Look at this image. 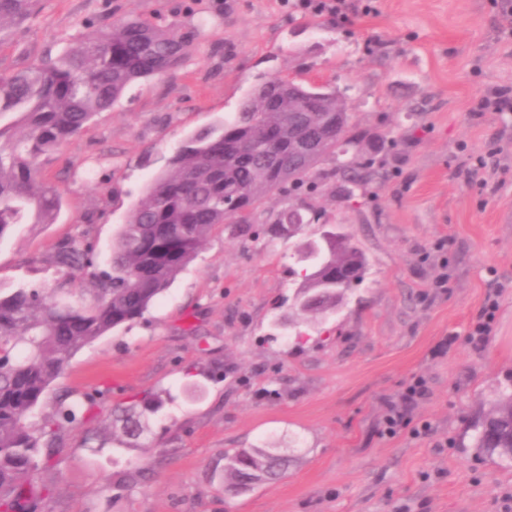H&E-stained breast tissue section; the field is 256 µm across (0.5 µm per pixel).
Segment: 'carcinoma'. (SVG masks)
<instances>
[{
    "label": "carcinoma",
    "instance_id": "cac0c4a2",
    "mask_svg": "<svg viewBox=\"0 0 512 512\" xmlns=\"http://www.w3.org/2000/svg\"><path fill=\"white\" fill-rule=\"evenodd\" d=\"M35 0H0V32L36 17ZM187 44L174 27L145 20L116 21L63 40L56 58L10 76H0V242L16 224H54L62 191L41 178V158L72 141L100 112L112 109L139 79L160 75L177 64ZM306 93L308 112L288 111V80L262 79L233 118L202 129L169 158L147 186L113 241L107 269L96 271L90 249L75 241L61 243L54 263L67 278L54 288L25 285L0 291V512H33L45 498L34 473L49 464L52 440L64 423L76 421L77 409L99 405L103 395L60 399L48 413L44 395L84 346L141 318L196 258L207 236L220 224L251 233L262 200L275 190L286 194L313 183L321 172L309 155L329 146L338 164L329 172L350 188L362 190L375 158L347 159L359 143L350 133L351 115L336 111V88L297 84ZM345 129L336 141V128ZM305 210H281L274 224H313ZM328 253L307 276L300 291L326 288L318 309L336 310L344 293L336 292V274L364 277V253L345 239L328 240ZM85 273L98 284L91 303L71 301L72 274ZM163 405L150 396L113 419L121 423L125 444L139 445L146 414ZM512 395H502L478 426L476 445L494 454L509 447ZM288 469V458L270 448L224 453L225 489L236 492L245 478L268 482Z\"/></svg>",
    "mask_w": 512,
    "mask_h": 512
}]
</instances>
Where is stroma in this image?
Wrapping results in <instances>:
<instances>
[{
  "label": "stroma",
  "mask_w": 512,
  "mask_h": 512,
  "mask_svg": "<svg viewBox=\"0 0 512 512\" xmlns=\"http://www.w3.org/2000/svg\"><path fill=\"white\" fill-rule=\"evenodd\" d=\"M0 34V75L56 55L85 24L139 18L190 41L168 73L135 82L43 163L63 192L56 223L0 242V286L55 287L74 239L105 265L115 233L184 140L281 75L342 93L356 132L389 140L386 179L343 199L321 179L301 204L366 255L363 281L327 318L277 325L303 282L305 235L244 242L216 227L197 258L128 327L80 350L42 400L108 389L56 436L36 512H501L512 460L475 446L512 391V16L495 0H363L336 21L291 0H41ZM491 336H468L487 299ZM411 426L384 431L413 378ZM172 395L142 447L112 438V409ZM428 424L414 436L412 428ZM270 446L286 476L226 492L224 453Z\"/></svg>",
  "instance_id": "1"
}]
</instances>
